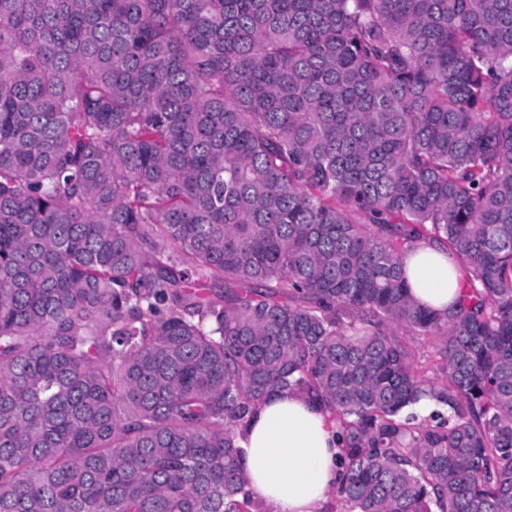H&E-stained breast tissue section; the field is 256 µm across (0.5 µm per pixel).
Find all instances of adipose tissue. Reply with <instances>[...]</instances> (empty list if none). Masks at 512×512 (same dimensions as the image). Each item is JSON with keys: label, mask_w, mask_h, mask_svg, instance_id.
<instances>
[{"label": "adipose tissue", "mask_w": 512, "mask_h": 512, "mask_svg": "<svg viewBox=\"0 0 512 512\" xmlns=\"http://www.w3.org/2000/svg\"><path fill=\"white\" fill-rule=\"evenodd\" d=\"M403 262L416 301L434 309L452 303L460 272L442 247L419 249ZM240 444L252 496L270 512H320L335 489L336 426L299 395H271L249 420Z\"/></svg>", "instance_id": "obj_1"}]
</instances>
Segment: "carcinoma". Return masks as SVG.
Masks as SVG:
<instances>
[{"instance_id": "cac0c4a2", "label": "carcinoma", "mask_w": 512, "mask_h": 512, "mask_svg": "<svg viewBox=\"0 0 512 512\" xmlns=\"http://www.w3.org/2000/svg\"><path fill=\"white\" fill-rule=\"evenodd\" d=\"M274 392L325 512H512V0H0V512H268ZM411 294L421 305L444 309L452 303L461 273L439 246L421 248L403 259ZM408 338L418 361L421 363L422 368L425 369V376L437 387L442 386L444 383L443 375L434 369L433 363L436 357L434 356V348L431 347L430 341L423 336H409ZM240 444L252 496L272 512H321L332 501L336 425L317 404L288 392L271 395L249 420Z\"/></svg>"}]
</instances>
